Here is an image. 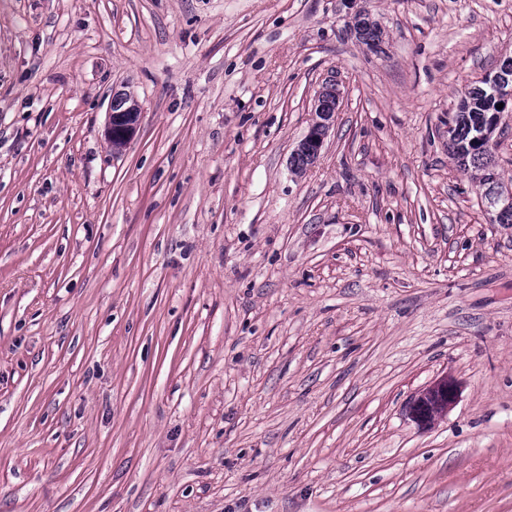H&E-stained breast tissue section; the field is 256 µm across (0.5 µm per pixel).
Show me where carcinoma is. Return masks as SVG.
Here are the masks:
<instances>
[{"instance_id":"obj_1","label":"carcinoma","mask_w":512,"mask_h":512,"mask_svg":"<svg viewBox=\"0 0 512 512\" xmlns=\"http://www.w3.org/2000/svg\"><path fill=\"white\" fill-rule=\"evenodd\" d=\"M496 111V100L483 85L469 89L448 117V149L459 167L478 172L484 198L488 196V171L497 167L494 148L487 138V134L495 132L491 118Z\"/></svg>"}]
</instances>
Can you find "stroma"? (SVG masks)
<instances>
[{"label":"stroma","mask_w":512,"mask_h":512,"mask_svg":"<svg viewBox=\"0 0 512 512\" xmlns=\"http://www.w3.org/2000/svg\"><path fill=\"white\" fill-rule=\"evenodd\" d=\"M506 56L512 0H0V512H512V225L448 153ZM323 87L314 101L315 119L309 126L305 136L299 141L293 151L294 154L290 158V167L295 174L303 173L308 164H314L319 158L329 128L334 121L335 112L339 108L340 90L338 84L334 81H329ZM329 94H334L335 98L333 99ZM301 151L307 152L309 163L306 155ZM117 98H119V103L121 104L120 110H124L110 112L105 134L111 142L112 140L124 142L122 147H125L136 133L140 112H137L133 108H127L136 103L127 94H119ZM459 385L451 376H443L422 390L409 407V415L418 427L428 428L457 403Z\"/></svg>","instance_id":"obj_1"}]
</instances>
